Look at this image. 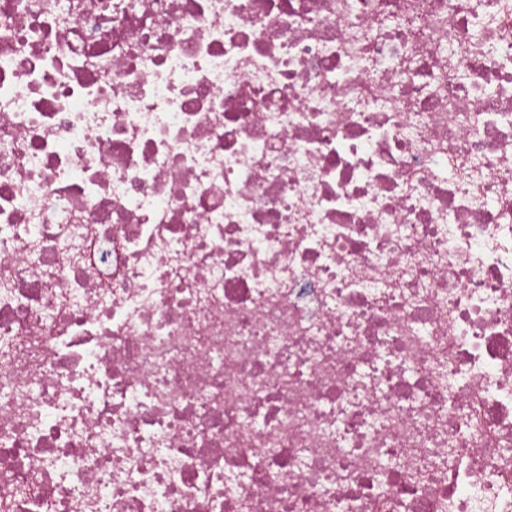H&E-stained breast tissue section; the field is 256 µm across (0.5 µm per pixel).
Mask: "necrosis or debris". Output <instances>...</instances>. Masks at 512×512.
Returning <instances> with one entry per match:
<instances>
[{
	"label": "necrosis or debris",
	"instance_id": "necrosis-or-debris-1",
	"mask_svg": "<svg viewBox=\"0 0 512 512\" xmlns=\"http://www.w3.org/2000/svg\"><path fill=\"white\" fill-rule=\"evenodd\" d=\"M0 512H512V0H0Z\"/></svg>",
	"mask_w": 512,
	"mask_h": 512
}]
</instances>
